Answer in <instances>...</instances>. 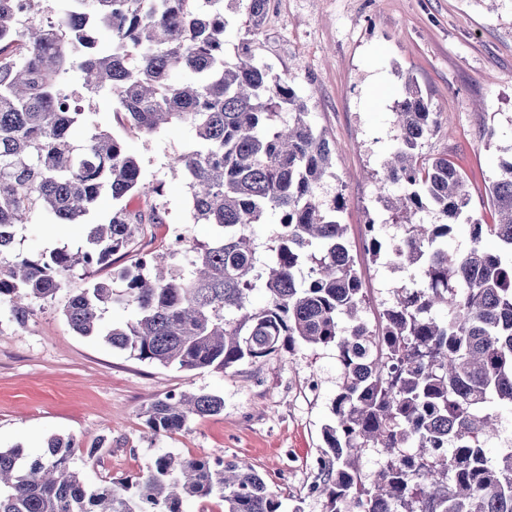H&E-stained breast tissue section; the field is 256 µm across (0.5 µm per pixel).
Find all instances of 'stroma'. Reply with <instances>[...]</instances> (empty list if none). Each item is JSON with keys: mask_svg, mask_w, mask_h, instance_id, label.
Instances as JSON below:
<instances>
[{"mask_svg": "<svg viewBox=\"0 0 512 512\" xmlns=\"http://www.w3.org/2000/svg\"><path fill=\"white\" fill-rule=\"evenodd\" d=\"M224 15L226 59L235 60L243 38H251L256 55L307 97L314 127L336 148L334 176L320 195L344 194L338 220L360 260L367 319L391 300L393 288L415 276L414 269H396L384 259L365 260L361 245L370 218L385 240L401 233L377 200V180L396 134L392 109L405 77L414 78L437 114L423 155H448L467 176L471 215L492 223L486 191L502 147L512 144V0H270L251 33L243 0H226ZM83 107L124 142L144 180L164 185L162 223L145 226L131 252L114 255L113 267L99 268L94 278L111 279L140 254L168 251L174 225L184 228L187 242L209 241L213 226L194 223L189 191L171 171L173 158L192 145L193 131L178 124L138 134L106 92L87 94ZM491 128L492 139L486 136ZM83 236L82 226L36 220L22 229L21 247L35 255L78 245ZM89 281L71 277L53 305L35 308L25 326L0 328L1 449L19 445L35 454L52 436H109L112 446L100 459L79 452L73 460L94 485L135 479L165 452L237 458L271 490L285 493V512H324L325 499L312 486L340 382L335 347L284 351L223 372L142 362L101 337L78 335L66 321L64 305ZM181 391L221 396L224 411L151 440L145 407Z\"/></svg>", "mask_w": 512, "mask_h": 512, "instance_id": "obj_1", "label": "stroma"}]
</instances>
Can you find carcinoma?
<instances>
[{
    "mask_svg": "<svg viewBox=\"0 0 512 512\" xmlns=\"http://www.w3.org/2000/svg\"><path fill=\"white\" fill-rule=\"evenodd\" d=\"M71 2L58 16L48 0H0V302L11 321L26 324L75 272L91 276L144 225L162 223V186L142 179L122 140L86 123L76 71L85 92L116 96L140 133L190 126L194 144L172 168L194 223L216 233L181 269L149 253L117 271L122 290L107 281L81 289L64 309L72 329L187 371L333 345L341 382L315 486L325 512H512V449L494 460L486 453L497 409L512 411V145L488 186L495 223L483 224L468 215L467 181L448 155L420 153L437 113L406 80L378 179V200L402 233L386 243L370 219L363 244L372 260L414 266L420 278L395 289L371 328L337 219L343 193L320 196L335 146L249 41L237 61L225 58L224 0ZM268 5L247 0V23L258 25ZM104 193L119 205L107 222L86 225L77 248L20 249L23 225L80 224ZM129 195L145 207L120 204ZM425 212L439 221L416 222ZM271 216L276 229L262 243L251 227ZM463 221L470 246L450 254L448 236ZM116 307L132 319L107 323ZM222 412L220 396L179 392L152 401L144 416L159 437ZM79 447L91 460L111 441L54 436L31 457L0 449V512H183L184 499L212 496L224 512H282V494L238 461L164 453L134 481L91 486L73 466ZM371 448L386 459L368 483L355 459Z\"/></svg>",
    "mask_w": 512,
    "mask_h": 512,
    "instance_id": "1",
    "label": "carcinoma"
}]
</instances>
